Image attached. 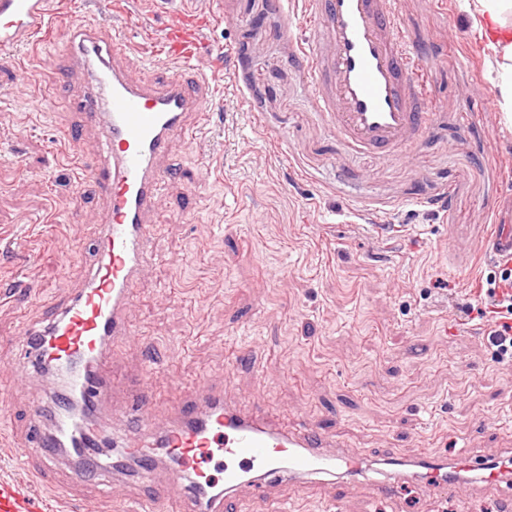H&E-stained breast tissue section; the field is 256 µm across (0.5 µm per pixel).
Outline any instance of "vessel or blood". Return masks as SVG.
Masks as SVG:
<instances>
[{
    "label": "vessel or blood",
    "mask_w": 512,
    "mask_h": 512,
    "mask_svg": "<svg viewBox=\"0 0 512 512\" xmlns=\"http://www.w3.org/2000/svg\"><path fill=\"white\" fill-rule=\"evenodd\" d=\"M320 17L319 40L308 52V75L317 103L336 115L337 128L357 147L382 154L402 151L426 128L421 65L403 36L398 0H305ZM53 17L52 0H0V56L14 57L46 33ZM162 41L169 61L182 64L177 76L161 83L134 79L129 70V38L104 22L73 29L69 67L58 69L59 86L85 76L87 91L73 108L87 126L102 130L103 150L90 163L102 206L94 215L100 226L97 259L84 288L55 305L43 328L26 324V340L48 339L47 358L67 367L70 382L95 405L113 391L103 371L109 343L135 336L125 311L154 251L155 231L149 215L167 177L161 161L173 136L188 133L191 122L213 111L216 87L195 61L203 53L193 31L177 24ZM485 252L512 256V226H499ZM133 423L149 439L139 448L147 501L163 504L179 496L193 499L202 512H227L249 472L275 481L281 478L362 476L373 465L365 455L347 450L317 423L304 420L282 428L260 414L246 415L228 406L223 394L206 384L177 408L166 430L156 428L148 393L132 403ZM167 461L163 481L151 477L152 458ZM35 476L49 480L57 459L49 440H41ZM385 477L377 484L382 496L412 474L427 488L455 492L464 472H480L486 487H500L501 469L467 454L439 458L429 454L407 459L397 453L381 458ZM0 512H41L17 486L0 482Z\"/></svg>",
    "instance_id": "obj_1"
}]
</instances>
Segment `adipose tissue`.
<instances>
[{
  "instance_id": "adipose-tissue-1",
  "label": "adipose tissue",
  "mask_w": 512,
  "mask_h": 512,
  "mask_svg": "<svg viewBox=\"0 0 512 512\" xmlns=\"http://www.w3.org/2000/svg\"><path fill=\"white\" fill-rule=\"evenodd\" d=\"M474 27L487 34L496 74L497 109L504 123H512V0H461Z\"/></svg>"
}]
</instances>
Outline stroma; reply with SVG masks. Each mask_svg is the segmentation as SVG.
<instances>
[{"mask_svg":"<svg viewBox=\"0 0 512 512\" xmlns=\"http://www.w3.org/2000/svg\"><path fill=\"white\" fill-rule=\"evenodd\" d=\"M400 8L424 66L427 128L392 157L355 147L315 103L302 51L317 25L300 0H122L107 17L149 45L184 10H203L204 43L225 52L200 60L220 69L210 121L170 144L154 259L127 311L139 334L107 350L125 393L99 408L97 428L121 433L144 385L169 423L202 380L242 412L288 426L308 417L371 456H512V362L465 315L494 269L485 240L512 224V127L495 108L487 40L459 0ZM101 18L97 0H65L49 40L0 64V481L47 512H126L143 489L126 471L89 481L65 458L54 484L34 479L28 411L51 407L56 388L11 373L29 361L21 323L83 288L96 248L98 203L80 171L100 135L64 150L83 85L63 96L51 75L73 25ZM245 349L252 361L239 360ZM335 501L340 512H504L500 491L477 483L429 494L409 479L382 498L363 478L245 488L236 512Z\"/></svg>","mask_w":512,"mask_h":512,"instance_id":"obj_1","label":"stroma"}]
</instances>
